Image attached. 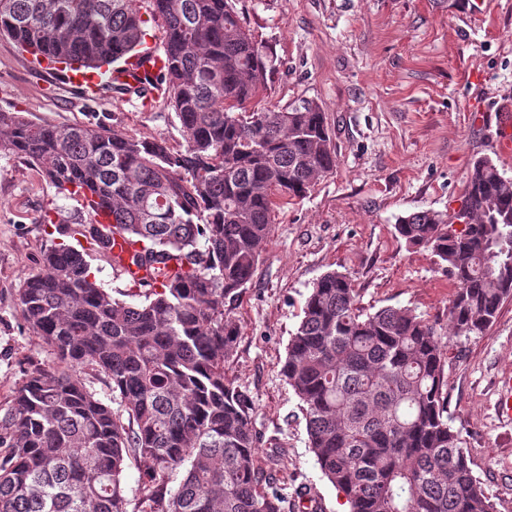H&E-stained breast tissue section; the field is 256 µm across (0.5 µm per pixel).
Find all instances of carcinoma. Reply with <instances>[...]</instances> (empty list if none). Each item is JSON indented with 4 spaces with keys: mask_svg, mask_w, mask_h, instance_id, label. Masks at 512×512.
Instances as JSON below:
<instances>
[{
    "mask_svg": "<svg viewBox=\"0 0 512 512\" xmlns=\"http://www.w3.org/2000/svg\"><path fill=\"white\" fill-rule=\"evenodd\" d=\"M161 19L162 95L185 146L137 139L101 121L59 127L0 109V154L24 158L71 198L79 185L112 216L79 235L128 266L172 264L158 289L135 280L129 303L62 242L18 289L28 327L54 359L31 366L0 419V512H126L128 462L144 467L150 512H285L259 462L252 400L224 375L239 329L234 303L272 234L275 198L303 199L336 165L324 112L302 100L249 111L280 63L232 0H0V37L53 66L106 75L144 49ZM462 208L397 218L410 246L431 251L455 285L452 336L480 335L512 298V179L474 159ZM445 346L409 309L366 314L352 280L314 283L282 366L305 416L308 448L349 512H496L448 423ZM108 380L112 406L87 374ZM185 467L169 494V472ZM133 248L134 246L131 245L127 240L117 236L112 248V256L115 263L121 266L128 274H130V272L133 270V273L138 280L156 283V278L152 272H147L144 269L138 270L136 267H131L130 269L127 268L126 258L129 251L133 250Z\"/></svg>",
    "mask_w": 512,
    "mask_h": 512,
    "instance_id": "cac0c4a2",
    "label": "carcinoma"
}]
</instances>
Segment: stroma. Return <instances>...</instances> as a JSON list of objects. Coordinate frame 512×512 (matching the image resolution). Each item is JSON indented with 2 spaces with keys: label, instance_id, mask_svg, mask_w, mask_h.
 <instances>
[{
  "label": "stroma",
  "instance_id": "stroma-1",
  "mask_svg": "<svg viewBox=\"0 0 512 512\" xmlns=\"http://www.w3.org/2000/svg\"><path fill=\"white\" fill-rule=\"evenodd\" d=\"M242 22L272 45L280 73L252 110L317 102L336 147V166L303 199L279 204L251 281L235 304L240 336L226 378L255 406L261 462H272L286 512H345L343 495L308 448L298 400L281 373L288 342L316 280L347 274L372 313L408 308L446 334L448 415L474 475L495 504L512 512V420L497 410L512 378V299L481 336L448 333L455 288L426 248L397 234L398 217L458 208L470 163L490 156L512 177V155L493 144L496 126L480 112L512 113V0H484L469 13L453 0H233ZM0 108L56 125L104 116L138 139L185 144L164 99L103 91L89 99L53 79L0 37ZM53 223L45 225L43 214ZM80 202L65 197L26 161L0 155V416L30 365L54 355L29 330L18 302L57 226L83 224Z\"/></svg>",
  "mask_w": 512,
  "mask_h": 512
}]
</instances>
